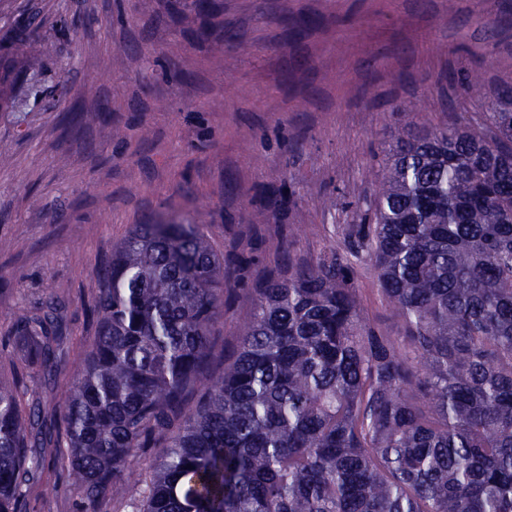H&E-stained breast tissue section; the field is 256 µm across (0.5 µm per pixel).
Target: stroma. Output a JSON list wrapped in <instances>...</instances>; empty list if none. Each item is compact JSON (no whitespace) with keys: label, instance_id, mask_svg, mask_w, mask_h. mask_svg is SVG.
Instances as JSON below:
<instances>
[{"label":"stroma","instance_id":"obj_1","mask_svg":"<svg viewBox=\"0 0 512 512\" xmlns=\"http://www.w3.org/2000/svg\"><path fill=\"white\" fill-rule=\"evenodd\" d=\"M320 25L288 36L281 15ZM512 0H0V379L23 348L21 311L49 299L70 336L57 373L30 370L46 418L60 415L95 327L96 269L133 225L173 215L220 251L254 254L251 281L290 254L344 250L398 131L482 128L512 82ZM479 70L470 91L449 74ZM300 225V234L289 232ZM370 322L403 323L370 262L355 265ZM29 512H81L78 489L46 470Z\"/></svg>","mask_w":512,"mask_h":512}]
</instances>
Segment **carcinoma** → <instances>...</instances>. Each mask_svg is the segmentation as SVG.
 <instances>
[{
	"instance_id": "carcinoma-1",
	"label": "carcinoma",
	"mask_w": 512,
	"mask_h": 512,
	"mask_svg": "<svg viewBox=\"0 0 512 512\" xmlns=\"http://www.w3.org/2000/svg\"><path fill=\"white\" fill-rule=\"evenodd\" d=\"M366 212L348 251L372 262L402 336L366 320L331 248L270 269L218 352L247 259L197 224H136L96 271V336L49 426L23 378L58 368L60 307L19 314L0 512H27L47 447L82 512H512V83L480 131L399 134ZM249 312L250 304L245 298L240 299L233 308L225 311L224 318L220 321V327L224 336L228 339H233Z\"/></svg>"
}]
</instances>
